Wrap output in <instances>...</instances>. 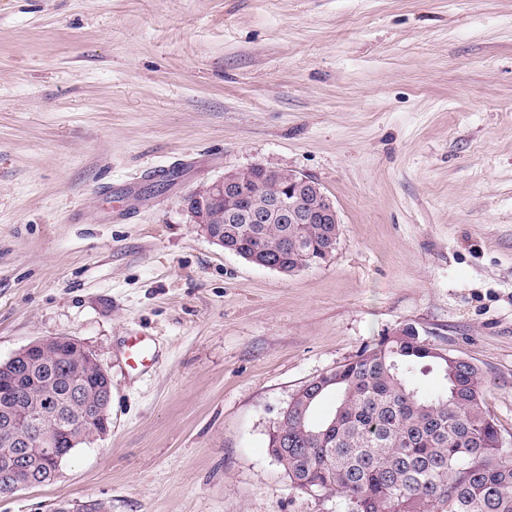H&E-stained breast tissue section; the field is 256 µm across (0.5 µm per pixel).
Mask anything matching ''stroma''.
<instances>
[{"label":"stroma","mask_w":512,"mask_h":512,"mask_svg":"<svg viewBox=\"0 0 512 512\" xmlns=\"http://www.w3.org/2000/svg\"><path fill=\"white\" fill-rule=\"evenodd\" d=\"M254 165L332 197L327 261L284 275L190 223ZM407 325L481 368L512 448V0H0V362L68 336L112 382L110 432L0 512H346L268 433ZM128 357L135 368L137 365H144L147 358L153 360L154 352L151 342L141 336L130 337L127 344Z\"/></svg>","instance_id":"stroma-1"}]
</instances>
